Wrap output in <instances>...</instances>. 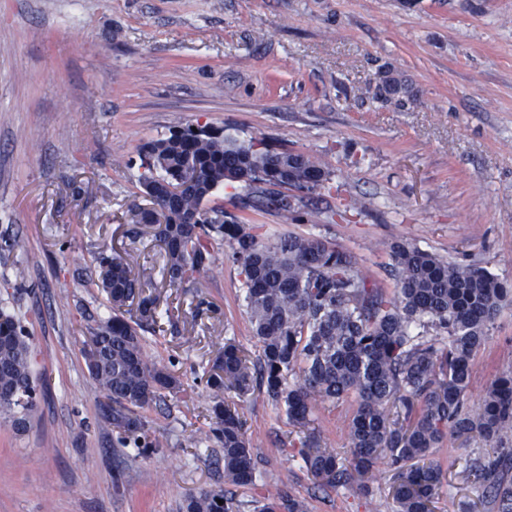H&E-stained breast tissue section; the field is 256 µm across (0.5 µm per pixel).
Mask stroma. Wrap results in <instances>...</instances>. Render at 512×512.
I'll list each match as a JSON object with an SVG mask.
<instances>
[{
  "instance_id": "obj_1",
  "label": "stroma",
  "mask_w": 512,
  "mask_h": 512,
  "mask_svg": "<svg viewBox=\"0 0 512 512\" xmlns=\"http://www.w3.org/2000/svg\"><path fill=\"white\" fill-rule=\"evenodd\" d=\"M407 80L383 102V71ZM325 162L331 191L295 192L289 215L246 206L278 186L222 188L209 204L275 239L314 234L386 283L393 243L477 265L512 283V0H0V309L20 317L39 398L26 430L0 416V512H184L224 486L203 380L226 338L260 345L229 240L198 284L169 287L140 204L139 148L185 126ZM358 214L340 218L347 202ZM22 238L23 249L12 248ZM134 273L169 319L144 334L148 358L180 389L146 409L149 455L118 445L108 400L81 349L109 312L89 281L99 256ZM512 373V304L472 360L467 403ZM243 412L261 478L236 489L240 512L267 486L309 512H371L358 489L317 487L294 456L297 428L264 392L225 395ZM488 443L447 439L435 512H485L468 461Z\"/></svg>"
}]
</instances>
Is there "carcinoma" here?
I'll return each instance as SVG.
<instances>
[{
	"mask_svg": "<svg viewBox=\"0 0 512 512\" xmlns=\"http://www.w3.org/2000/svg\"><path fill=\"white\" fill-rule=\"evenodd\" d=\"M405 82L381 73L373 97L398 99ZM139 190L147 201L130 211L133 224L154 215L163 274L171 286L195 279L213 263L212 240L233 243L242 288L261 352L255 360L228 338L207 373L212 421L195 444L215 442L224 456V488L191 497L186 512H239L233 489L255 484L256 464L247 421L224 399L259 385L300 429L297 454L316 483L337 491L353 485L368 496L364 478L385 460L398 470L395 512H431L444 478L430 459L447 436L503 445L475 460L469 475L483 488L489 512H512V374L496 377L481 404L467 405L471 361L484 344L512 285L482 267L460 266L409 244L392 247L393 290L362 274L354 257L317 236L288 234L272 242L227 224L205 202L221 187L264 182L315 191L329 172L319 159L297 151L259 150L206 128L173 130L145 143ZM177 185L180 190L170 191ZM131 255L102 257L91 285L111 317L92 332L83 350L92 380L112 402L108 419L121 446L147 453L142 412L179 388L178 380L148 359L144 326L157 322V300L132 276ZM137 304L136 315L128 306ZM36 377L29 338L20 320L0 310V410L36 407ZM354 398L348 452L322 438L315 411ZM257 512H307L279 488L268 490Z\"/></svg>",
	"mask_w": 512,
	"mask_h": 512,
	"instance_id": "obj_1",
	"label": "carcinoma"
}]
</instances>
